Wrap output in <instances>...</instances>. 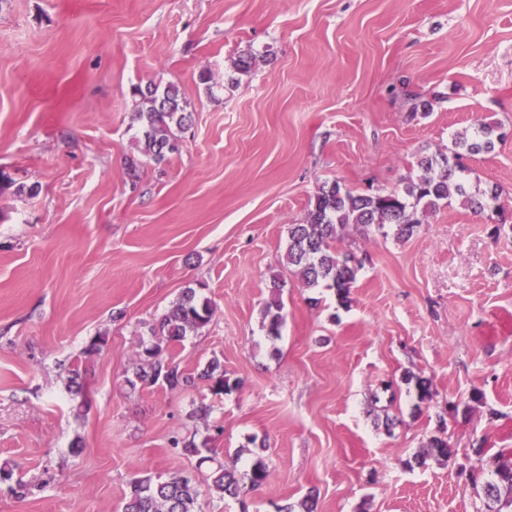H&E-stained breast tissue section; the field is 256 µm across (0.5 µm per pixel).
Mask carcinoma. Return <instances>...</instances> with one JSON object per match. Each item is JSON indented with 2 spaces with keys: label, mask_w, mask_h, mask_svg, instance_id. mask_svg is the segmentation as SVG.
<instances>
[{
  "label": "carcinoma",
  "mask_w": 512,
  "mask_h": 512,
  "mask_svg": "<svg viewBox=\"0 0 512 512\" xmlns=\"http://www.w3.org/2000/svg\"><path fill=\"white\" fill-rule=\"evenodd\" d=\"M254 57L250 51H241L233 61L239 76L251 73ZM131 100L139 122L141 152L157 163L167 161L179 151L176 132L191 120L187 100L175 85L162 89L135 85ZM500 139L498 126L481 123L473 136H457L452 156L445 154L425 156L418 161L421 173L411 177L402 189L387 193L366 194L342 187L338 182L323 186L310 200L308 212L300 224L288 228L287 263L308 288H327L334 291L339 305L348 307L356 274L363 265L348 241V231L366 237L371 228L388 230L397 240H406L424 223L427 215L456 198L474 213H481L488 202L498 198L497 190L490 193H471L465 186L462 159L466 155L489 153ZM285 287L279 277L271 280L270 298L262 309V326L268 336L277 338L284 323V305L281 298ZM210 300L188 287L160 317L148 327V339L141 343L135 366L126 375L131 388L153 386L158 383L171 391L186 390L207 383L212 392L230 394L241 387V381L230 380L220 371L218 360H211L197 372H187L164 358L165 352L181 344L188 336L207 326L213 317ZM210 441L201 443L175 438L174 448L199 457V463L212 460L208 453ZM427 455L440 462L451 457L448 442L440 437L429 440ZM488 478L483 485L486 502L498 507V512H512V461L499 452L489 457ZM270 476L265 459L257 455L244 472L219 462L198 480L182 472L163 475L146 473L132 479L124 497L122 512H201L200 497L207 494L223 499L238 498L263 487ZM0 484L8 485L18 499H25L40 487L13 481V469L0 466Z\"/></svg>",
  "instance_id": "cac0c4a2"
}]
</instances>
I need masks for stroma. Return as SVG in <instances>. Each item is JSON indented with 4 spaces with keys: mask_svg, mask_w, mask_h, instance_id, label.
Listing matches in <instances>:
<instances>
[{
    "mask_svg": "<svg viewBox=\"0 0 512 512\" xmlns=\"http://www.w3.org/2000/svg\"><path fill=\"white\" fill-rule=\"evenodd\" d=\"M247 48L254 69L228 85ZM137 84L177 85L193 118L133 183ZM481 123L506 137L466 180L498 188L497 211L455 201L407 240L355 236L349 307L303 285L288 227L322 185L401 189ZM0 173V464L43 486L1 487L0 512H121L131 478L196 471L169 441L212 422L218 460L248 459L254 437L271 476L240 501L201 497L202 512L311 493L316 512H486L476 451L512 457V0H0ZM189 286L214 315L168 359H218L242 387L129 389L146 324ZM78 361L82 398L67 388ZM434 435L452 459L415 466ZM284 283L279 277L273 275L270 286V298L265 302L262 309V326L266 330L267 335L272 338L280 336L281 327L284 323V305L281 298L282 288L285 287ZM9 484L8 489L17 499H25L39 491L41 487L16 481L13 483V469L7 464L0 466V484Z\"/></svg>",
    "mask_w": 512,
    "mask_h": 512,
    "instance_id": "1",
    "label": "stroma"
}]
</instances>
